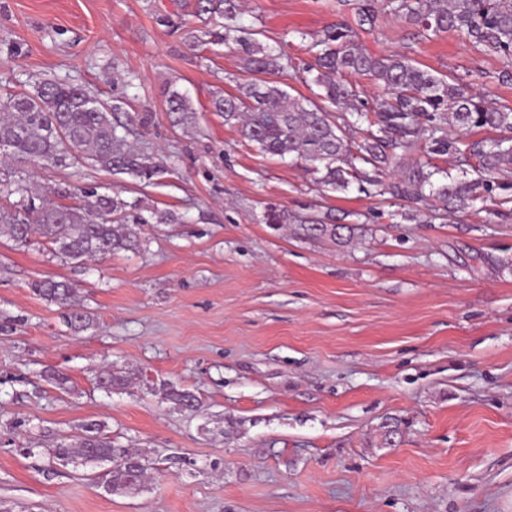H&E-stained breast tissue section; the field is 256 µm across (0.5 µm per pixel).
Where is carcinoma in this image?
I'll return each mask as SVG.
<instances>
[{"label": "carcinoma", "mask_w": 512, "mask_h": 512, "mask_svg": "<svg viewBox=\"0 0 512 512\" xmlns=\"http://www.w3.org/2000/svg\"><path fill=\"white\" fill-rule=\"evenodd\" d=\"M384 9L414 26L421 37L456 32L485 55L512 57V0H386ZM198 10L221 31L191 32L189 41L196 44L207 36L236 47L241 69L249 76L238 94L215 97L212 111L224 114V122L262 152L308 162L334 190L345 191L355 183L367 195L432 198L444 214L479 211L492 201L512 215V137L461 138L475 128L512 132V112L485 105L482 98L404 55L368 52L357 42L356 32L344 25L329 27L313 40L314 60L306 72L321 90L320 101H304L271 79L283 70V58L242 23L240 0H198ZM348 75L365 77L385 95L368 105ZM340 105L349 110L331 112ZM166 106L178 123L195 118L189 98L178 90L167 92ZM119 111L120 106H108L80 85L44 79L32 91L0 102V156L51 168L87 163L151 184L166 170L130 145L134 118L123 122L116 116ZM422 151L429 156L454 154L458 172L430 161L408 163L411 154ZM472 159L478 162L476 178L468 177L466 169ZM3 192L22 197L19 208L0 210V227L13 240L25 244L37 235L77 260L132 249L141 225L175 221L173 214L139 199L128 202L118 191L100 193L95 187L61 186L57 195L77 203L48 204L31 190L23 171L8 164L0 165ZM301 230L338 242L354 233L350 225L327 224L316 217L303 221ZM37 292L68 310L66 322L74 331L90 325L91 317L74 308L75 288L70 284L45 280ZM97 383L111 392L125 388L128 378L106 369ZM164 398L187 410L198 404L196 395L172 386L164 389ZM50 454L91 464L109 461V488L130 493L140 489L152 469L149 459L112 441L94 421Z\"/></svg>", "instance_id": "carcinoma-1"}]
</instances>
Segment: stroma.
Masks as SVG:
<instances>
[{
	"mask_svg": "<svg viewBox=\"0 0 512 512\" xmlns=\"http://www.w3.org/2000/svg\"><path fill=\"white\" fill-rule=\"evenodd\" d=\"M362 2L247 0L242 21L288 56L278 84L309 99L312 37L356 23ZM194 4L0 0V97L48 77L84 85L143 117L136 147L166 168L148 185L33 165L32 189L106 184L177 217L86 263L0 232V512H512V220L334 191L305 162L260 153L211 108L245 76L232 47L189 46ZM358 41L512 109V61L464 36L421 39L381 16ZM173 89L193 124L167 112ZM270 205L286 224L264 222ZM310 216L355 236L307 237ZM49 278L76 285L85 331L36 292ZM106 367L128 386L97 389ZM172 385L198 409L165 400ZM92 420L155 460L138 494L50 455Z\"/></svg>",
	"mask_w": 512,
	"mask_h": 512,
	"instance_id": "obj_1",
	"label": "stroma"
}]
</instances>
